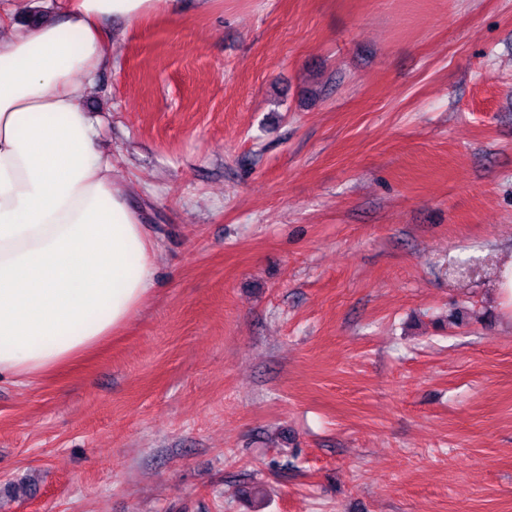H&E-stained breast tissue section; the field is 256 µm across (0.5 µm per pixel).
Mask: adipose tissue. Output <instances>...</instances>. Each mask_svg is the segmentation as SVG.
I'll return each mask as SVG.
<instances>
[{
	"mask_svg": "<svg viewBox=\"0 0 512 512\" xmlns=\"http://www.w3.org/2000/svg\"><path fill=\"white\" fill-rule=\"evenodd\" d=\"M176 0H70L60 18L0 35V379L81 359L137 313L153 242L85 102L112 61L107 21Z\"/></svg>",
	"mask_w": 512,
	"mask_h": 512,
	"instance_id": "1",
	"label": "adipose tissue"
}]
</instances>
